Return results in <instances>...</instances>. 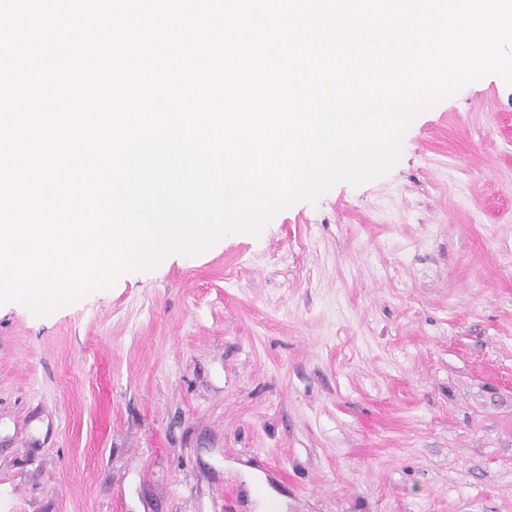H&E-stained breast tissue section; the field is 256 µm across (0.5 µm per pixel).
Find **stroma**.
<instances>
[{"label": "stroma", "instance_id": "1", "mask_svg": "<svg viewBox=\"0 0 512 512\" xmlns=\"http://www.w3.org/2000/svg\"><path fill=\"white\" fill-rule=\"evenodd\" d=\"M512 512V86L259 235L0 307L15 512Z\"/></svg>", "mask_w": 512, "mask_h": 512}]
</instances>
